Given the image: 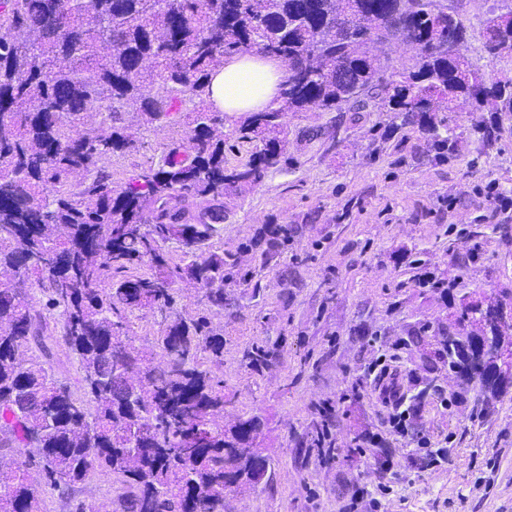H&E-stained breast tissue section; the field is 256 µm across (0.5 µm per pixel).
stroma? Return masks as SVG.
<instances>
[{"label":"stroma","instance_id":"stroma-1","mask_svg":"<svg viewBox=\"0 0 512 512\" xmlns=\"http://www.w3.org/2000/svg\"><path fill=\"white\" fill-rule=\"evenodd\" d=\"M468 28L474 69L512 78V54L489 58L485 19L512 0H443ZM453 158L436 159L428 138L369 102L351 112H286L288 162L262 185L225 199L208 251L234 257L224 305L210 306L189 279L175 284L178 311L203 315L224 336L225 426L261 415L257 448L268 480L227 493L224 512H341L362 492L359 512H512V390L492 398L446 366L429 368L410 336L438 342L463 297L496 302L512 290V112L459 105ZM495 120L497 139L479 131ZM183 135L154 125L137 149L114 156L112 179L158 161ZM288 228V243L263 253L258 232ZM271 356L260 370L243 358ZM397 355L410 408L404 431L368 368ZM330 431L334 451L317 447ZM127 488L92 477L70 495L46 488L42 512L112 500Z\"/></svg>","mask_w":512,"mask_h":512}]
</instances>
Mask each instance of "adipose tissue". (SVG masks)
Segmentation results:
<instances>
[{"label": "adipose tissue", "mask_w": 512, "mask_h": 512, "mask_svg": "<svg viewBox=\"0 0 512 512\" xmlns=\"http://www.w3.org/2000/svg\"><path fill=\"white\" fill-rule=\"evenodd\" d=\"M284 76L278 59L250 53L234 56L212 72L210 101L214 108L235 116L278 108Z\"/></svg>", "instance_id": "adipose-tissue-1"}]
</instances>
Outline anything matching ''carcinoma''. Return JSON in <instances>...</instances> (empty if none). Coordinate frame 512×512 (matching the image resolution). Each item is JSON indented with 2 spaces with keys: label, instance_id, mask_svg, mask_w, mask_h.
I'll return each instance as SVG.
<instances>
[{
  "label": "carcinoma",
  "instance_id": "obj_1",
  "mask_svg": "<svg viewBox=\"0 0 512 512\" xmlns=\"http://www.w3.org/2000/svg\"><path fill=\"white\" fill-rule=\"evenodd\" d=\"M394 39L418 44L417 65L383 83L374 50ZM466 45L465 25L437 0H0V447L17 456L0 466V512H41V486L93 473L130 488L123 512H224L225 492L258 485L268 461L239 443L263 421L214 420L224 382L201 359L222 363L224 336L203 315H174L176 278L224 307V253L199 262L197 252L224 221V198L281 162L282 112H358L377 99L390 127L430 134L440 158L457 152L448 113L459 99L512 112V80L472 68ZM484 50L512 53V16L487 19ZM249 52L288 58L282 104L240 121L235 134L254 151L228 169L210 75ZM97 108L107 121L82 133ZM130 112L188 131L157 166L115 183L112 157L137 146L121 125ZM36 247L51 249L52 267L27 262ZM143 309L160 316L159 356L130 336ZM60 345L79 364L80 396L54 376ZM462 346L450 333L427 363L456 358L502 393ZM134 383L145 396L136 409Z\"/></svg>",
  "mask_w": 512,
  "mask_h": 512
}]
</instances>
